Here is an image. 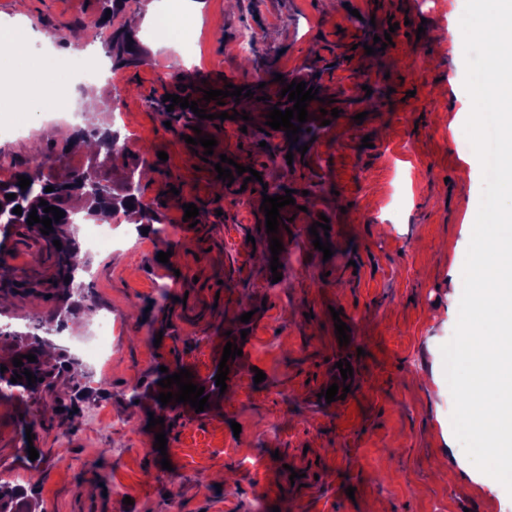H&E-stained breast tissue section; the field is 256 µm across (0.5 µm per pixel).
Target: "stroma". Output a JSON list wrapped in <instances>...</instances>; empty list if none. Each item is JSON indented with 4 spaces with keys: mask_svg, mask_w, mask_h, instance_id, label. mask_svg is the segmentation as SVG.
<instances>
[{
    "mask_svg": "<svg viewBox=\"0 0 512 512\" xmlns=\"http://www.w3.org/2000/svg\"><path fill=\"white\" fill-rule=\"evenodd\" d=\"M198 3L193 62L146 36V64L69 89L70 105L93 96L129 139L126 154L102 167L105 179L121 185L147 159L142 200L164 232L115 224L113 247L87 252L79 279L92 298L54 341L76 355L109 317L120 328L110 358L83 361L80 382L62 376L42 400H0V484L23 486L36 512H336L340 504L345 512H505L512 494L480 484L457 444L441 353L463 290L453 264L466 258L482 191L481 163L462 133L471 99L461 0H336L332 9L324 0ZM100 14L101 0H26L29 43L54 31L59 55L76 62L100 34L85 23ZM340 30L347 41H337ZM246 31L257 39L244 52ZM386 32L391 45L367 54L365 44ZM313 66L322 76L310 108L340 115L302 156H289L286 135L266 129L259 109L246 123L206 122L201 132L216 146L205 161L184 140L190 127L153 107L183 74L252 85L277 74L298 79ZM11 92L25 105L0 112L11 130L0 139V164L40 160L60 177L87 164L88 155L63 151L75 123L32 66L19 68ZM47 116L57 129L51 139L40 129ZM224 156L260 172L268 192H295L280 281L264 247L262 194L239 178L221 187L215 165ZM173 188L179 205L164 204ZM188 203L199 210L193 227L183 220ZM323 216L328 259L309 233ZM162 251L168 263L158 261ZM53 272L49 259L11 240L1 245L0 275L42 294L10 293L0 325L25 332L46 319L61 296ZM338 319L357 346L340 344ZM229 342L243 354L229 365L224 394L199 413L186 403L164 412L167 450L159 452L148 423L161 367L207 379ZM345 359L356 384L327 404L319 394ZM258 369L266 375L259 383ZM78 393V413L44 416ZM23 415L41 453L36 472L17 460ZM294 472L303 484L290 482Z\"/></svg>",
    "mask_w": 512,
    "mask_h": 512,
    "instance_id": "obj_1",
    "label": "stroma"
}]
</instances>
